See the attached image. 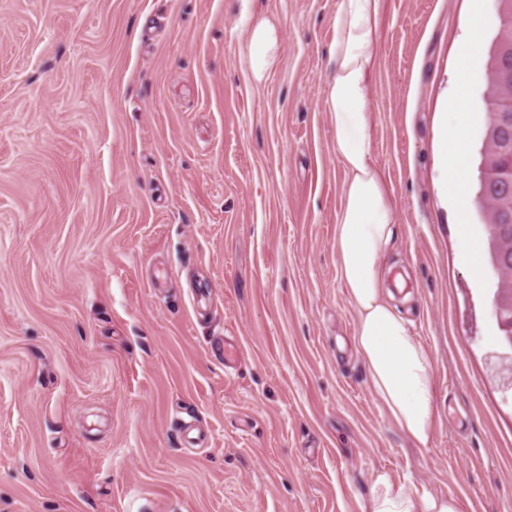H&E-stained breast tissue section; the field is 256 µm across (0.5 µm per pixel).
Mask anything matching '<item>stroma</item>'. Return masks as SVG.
<instances>
[{
	"mask_svg": "<svg viewBox=\"0 0 512 512\" xmlns=\"http://www.w3.org/2000/svg\"><path fill=\"white\" fill-rule=\"evenodd\" d=\"M262 15L282 44L257 83L242 32ZM335 19L336 0H0V512H362L380 469L512 512L497 277L457 246L487 231L474 207L458 224L437 139L466 81L477 193L497 0H384L379 22L387 286L433 358L424 446L351 344L323 107ZM483 24V16L480 13L470 12L463 18V25L470 32L472 38L470 43L463 48L455 59V65L461 73H465L469 69L471 61L478 51L479 44L477 37Z\"/></svg>",
	"mask_w": 512,
	"mask_h": 512,
	"instance_id": "1",
	"label": "stroma"
}]
</instances>
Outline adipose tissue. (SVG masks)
Masks as SVG:
<instances>
[{"instance_id":"1","label":"adipose tissue","mask_w":512,"mask_h":512,"mask_svg":"<svg viewBox=\"0 0 512 512\" xmlns=\"http://www.w3.org/2000/svg\"><path fill=\"white\" fill-rule=\"evenodd\" d=\"M383 0H336L333 64L323 106L333 117L332 148L346 172L336 216L337 268L357 315L352 346L371 389L399 429L426 445L435 419L434 365L413 324L385 294L384 261L397 233L392 190L374 163L371 114ZM281 31L261 16L245 31L250 71L263 80L279 58ZM468 87L459 83L440 122L442 190L466 213L472 204L466 170L470 153ZM365 512H459L454 498L419 490L410 480L375 472Z\"/></svg>"}]
</instances>
